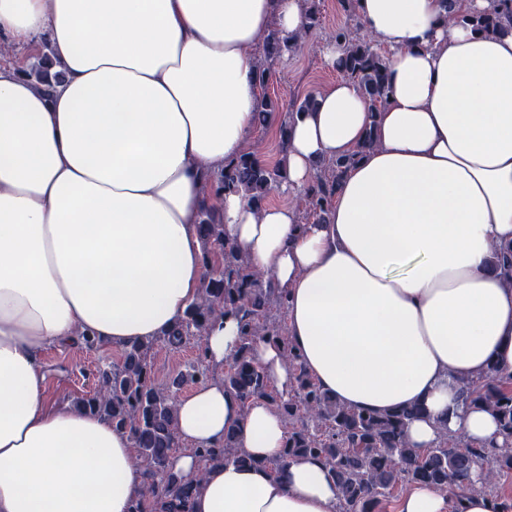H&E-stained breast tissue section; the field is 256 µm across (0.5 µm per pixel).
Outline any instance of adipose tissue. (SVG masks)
<instances>
[{
  "instance_id": "1",
  "label": "adipose tissue",
  "mask_w": 512,
  "mask_h": 512,
  "mask_svg": "<svg viewBox=\"0 0 512 512\" xmlns=\"http://www.w3.org/2000/svg\"><path fill=\"white\" fill-rule=\"evenodd\" d=\"M496 2L357 0L389 92L374 113L342 78L290 122V193L316 161L356 157L328 220L304 224L292 206L208 186L256 125L255 45L303 33L302 0H0V40H47L64 74L48 95L0 61V512H129L144 491L130 434L52 401L43 355L180 325L201 298L206 207L287 291V334L327 395L376 412L421 406L406 428L421 454L446 433L504 444L460 388L491 364L512 372V285L491 265L494 245L512 242V35L446 20ZM239 336L234 314L213 321L207 365L227 366ZM254 359L290 391L279 345L257 341ZM175 416L183 450L170 469L193 481L192 512H336L334 480L318 460H287L267 402L242 404L212 379L178 396ZM232 428L251 463L204 466L197 449ZM397 512L491 502L418 484Z\"/></svg>"
}]
</instances>
